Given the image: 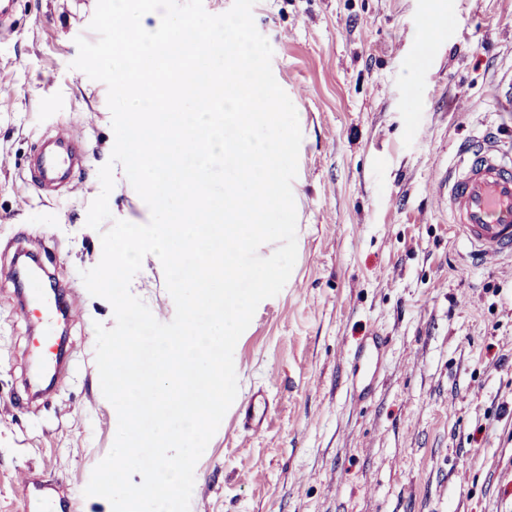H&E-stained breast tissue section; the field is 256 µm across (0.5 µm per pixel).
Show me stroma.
Instances as JSON below:
<instances>
[{
    "instance_id": "35a3bbf8",
    "label": "stroma",
    "mask_w": 512,
    "mask_h": 512,
    "mask_svg": "<svg viewBox=\"0 0 512 512\" xmlns=\"http://www.w3.org/2000/svg\"><path fill=\"white\" fill-rule=\"evenodd\" d=\"M96 4L15 0L0 43V512H23L21 471L73 487L69 512H112L83 494L118 423L95 362L113 309L81 279L102 256L86 218L114 146L106 85L71 66ZM253 17L302 132L297 259L234 350L236 400L266 390L268 424L251 435L225 414L190 512H512V259L471 264L436 189L463 140L512 143L494 95L512 70V0H256ZM61 127L88 161L76 195L51 197L26 166ZM113 176L112 217L147 223L122 165ZM21 253L68 306V370L38 396L39 321L10 274ZM130 290L173 319L153 257ZM375 336L388 344L363 365L358 404L342 361Z\"/></svg>"
}]
</instances>
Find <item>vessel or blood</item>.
I'll use <instances>...</instances> for the list:
<instances>
[{
	"label": "vessel or blood",
	"mask_w": 512,
	"mask_h": 512,
	"mask_svg": "<svg viewBox=\"0 0 512 512\" xmlns=\"http://www.w3.org/2000/svg\"><path fill=\"white\" fill-rule=\"evenodd\" d=\"M74 142L69 130H60L53 148L39 152L30 169L35 188L61 182L70 189L76 186L85 160L77 156ZM443 198L473 261L512 258V150L501 147L492 135L463 143L457 165L448 172ZM268 414L266 395L259 391L239 408L237 422L245 432L257 435L264 431ZM22 483L28 491L25 512H57L69 503L67 492L33 475H25Z\"/></svg>",
	"instance_id": "obj_1"
}]
</instances>
